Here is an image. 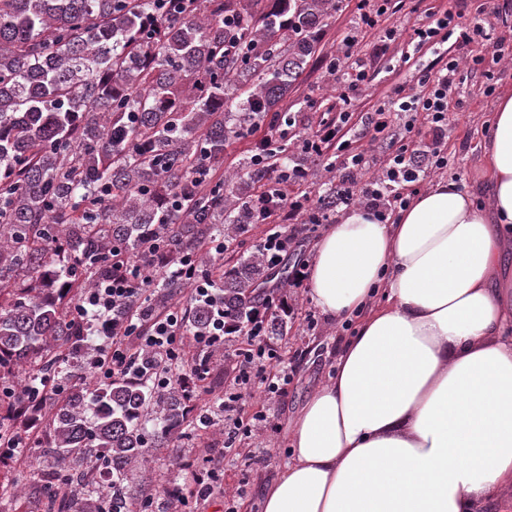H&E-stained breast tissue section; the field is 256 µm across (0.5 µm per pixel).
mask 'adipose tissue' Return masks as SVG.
<instances>
[{
  "label": "adipose tissue",
  "instance_id": "adipose-tissue-1",
  "mask_svg": "<svg viewBox=\"0 0 512 512\" xmlns=\"http://www.w3.org/2000/svg\"><path fill=\"white\" fill-rule=\"evenodd\" d=\"M485 199L451 179L389 223L355 207L309 295L355 333L291 424L262 512H479L512 499V91L488 126Z\"/></svg>",
  "mask_w": 512,
  "mask_h": 512
}]
</instances>
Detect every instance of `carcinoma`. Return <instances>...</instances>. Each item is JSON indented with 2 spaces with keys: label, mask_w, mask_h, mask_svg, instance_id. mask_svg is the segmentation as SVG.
<instances>
[{
  "label": "carcinoma",
  "mask_w": 512,
  "mask_h": 512,
  "mask_svg": "<svg viewBox=\"0 0 512 512\" xmlns=\"http://www.w3.org/2000/svg\"><path fill=\"white\" fill-rule=\"evenodd\" d=\"M334 9L333 0H0V441L18 439L37 406L40 447L55 457L30 476L54 490L45 512H71L69 489L88 463L102 487L77 512H143L148 499L129 493L134 468L201 426L196 382L209 354L163 390L143 352L133 378H74L92 336L68 311L112 276L132 275L134 263L115 266L112 254L166 268L195 259L193 281L143 276L122 315L161 310L219 269L215 304L192 296L184 308L191 333L209 334L220 307L228 338L258 314L266 335H288L284 294L267 287L288 282V265L270 268L256 244L226 268L217 245L248 233L258 197L277 208V181L323 154L272 144L269 168L256 161L261 141L235 174L220 167L227 145L263 125L288 136L282 102ZM337 191L320 196L318 216L334 210ZM154 242L161 260L149 254ZM10 486L0 512H16L25 494Z\"/></svg>",
  "instance_id": "carcinoma-1"
}]
</instances>
